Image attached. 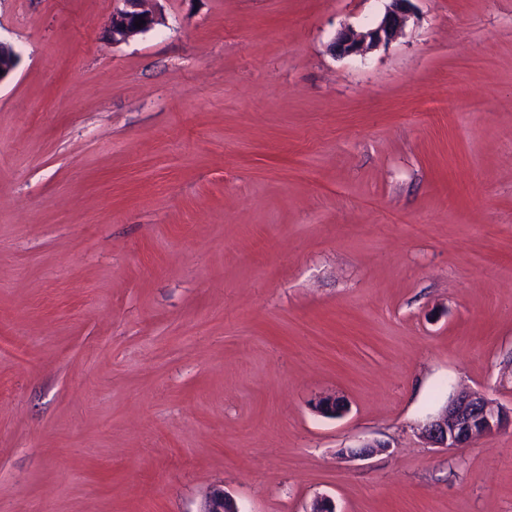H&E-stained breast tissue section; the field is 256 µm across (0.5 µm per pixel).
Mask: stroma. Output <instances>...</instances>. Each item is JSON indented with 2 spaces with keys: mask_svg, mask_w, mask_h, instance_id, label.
I'll return each instance as SVG.
<instances>
[{
  "mask_svg": "<svg viewBox=\"0 0 512 512\" xmlns=\"http://www.w3.org/2000/svg\"><path fill=\"white\" fill-rule=\"evenodd\" d=\"M388 5L0 0V512H512V0ZM153 0H117L122 6L112 11L109 33L114 42H124L130 38L147 32L159 24V18L147 4ZM139 19L145 20L141 27L135 25ZM389 1L390 6L375 26L365 31L352 28L342 30L332 44L335 55H365L380 45H387L395 40L408 21V4L411 0ZM507 427L512 428V411L478 391L460 389L419 425V434L435 448L458 449ZM201 512H240L235 500L222 489H214L206 499Z\"/></svg>",
  "mask_w": 512,
  "mask_h": 512,
  "instance_id": "stroma-1",
  "label": "stroma"
}]
</instances>
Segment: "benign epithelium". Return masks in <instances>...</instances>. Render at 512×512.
I'll return each instance as SVG.
<instances>
[{
  "instance_id": "obj_1",
  "label": "benign epithelium",
  "mask_w": 512,
  "mask_h": 512,
  "mask_svg": "<svg viewBox=\"0 0 512 512\" xmlns=\"http://www.w3.org/2000/svg\"><path fill=\"white\" fill-rule=\"evenodd\" d=\"M112 11L109 33L114 42H124L159 24V18L148 7L149 0H117ZM410 0H391L378 23L365 30H342L332 44L340 56L364 55L395 40L405 27ZM143 19L145 24L136 26ZM14 48L0 41V82L8 78L17 65ZM317 412L334 417L345 411L343 399L328 394L315 403ZM507 427L512 428V411L478 391L460 389L449 396L440 410L419 425V434L435 448H467L479 439L489 438ZM201 512H240L235 500L221 489L211 491Z\"/></svg>"
}]
</instances>
